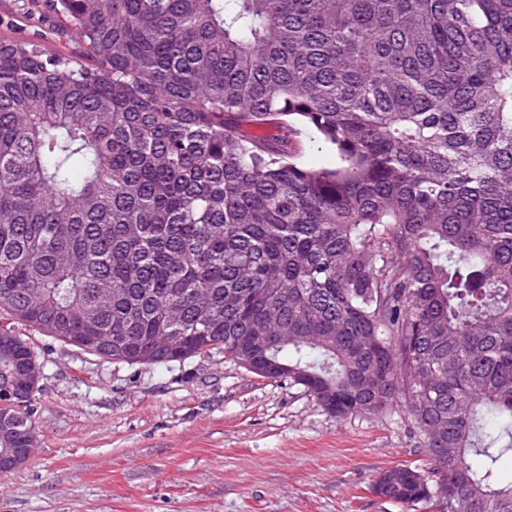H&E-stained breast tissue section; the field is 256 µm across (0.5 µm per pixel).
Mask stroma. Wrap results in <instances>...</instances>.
<instances>
[{
    "label": "stroma",
    "instance_id": "1",
    "mask_svg": "<svg viewBox=\"0 0 512 512\" xmlns=\"http://www.w3.org/2000/svg\"><path fill=\"white\" fill-rule=\"evenodd\" d=\"M0 39L81 53L50 0H0ZM26 337L42 364L37 445L0 474V512H402L370 488L426 463L399 406L339 418L217 351L131 366Z\"/></svg>",
    "mask_w": 512,
    "mask_h": 512
}]
</instances>
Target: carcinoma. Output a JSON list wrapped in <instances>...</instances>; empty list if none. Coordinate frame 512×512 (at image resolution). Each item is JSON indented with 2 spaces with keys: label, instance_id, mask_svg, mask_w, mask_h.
<instances>
[{
  "label": "carcinoma",
  "instance_id": "obj_1",
  "mask_svg": "<svg viewBox=\"0 0 512 512\" xmlns=\"http://www.w3.org/2000/svg\"><path fill=\"white\" fill-rule=\"evenodd\" d=\"M91 63L0 40V342L265 358L404 407V512H512V0H54ZM335 156L298 161L303 132ZM36 431L0 405V449Z\"/></svg>",
  "mask_w": 512,
  "mask_h": 512
}]
</instances>
